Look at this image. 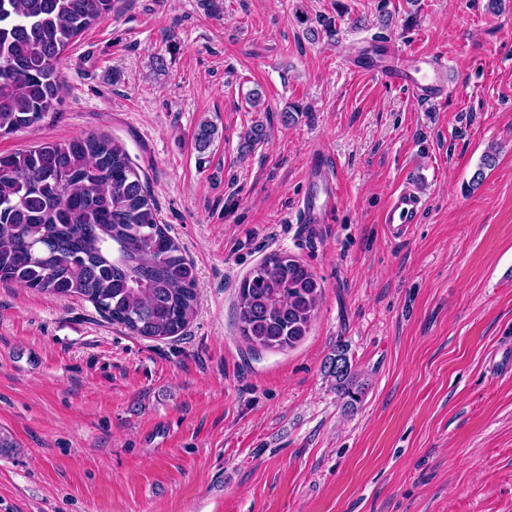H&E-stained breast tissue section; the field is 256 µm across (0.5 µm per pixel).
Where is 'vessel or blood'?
<instances>
[{"instance_id":"1","label":"vessel or blood","mask_w":512,"mask_h":512,"mask_svg":"<svg viewBox=\"0 0 512 512\" xmlns=\"http://www.w3.org/2000/svg\"><path fill=\"white\" fill-rule=\"evenodd\" d=\"M414 58L416 66L412 69L396 63L376 68L364 57L350 59L349 67L356 72L374 73L381 82L405 89L415 101L428 103L442 99L450 86L447 66L427 52H415ZM342 201L340 185L327 179L316 196L306 195L298 200L297 221L301 224L328 223ZM425 207L424 198L415 191L393 194L382 215L390 238L406 237L412 225L419 222Z\"/></svg>"}]
</instances>
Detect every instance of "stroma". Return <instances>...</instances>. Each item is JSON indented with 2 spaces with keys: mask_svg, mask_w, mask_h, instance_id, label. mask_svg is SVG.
Listing matches in <instances>:
<instances>
[{
  "mask_svg": "<svg viewBox=\"0 0 512 512\" xmlns=\"http://www.w3.org/2000/svg\"><path fill=\"white\" fill-rule=\"evenodd\" d=\"M321 17L335 41L308 37ZM375 41L404 65L435 55L446 97L349 70ZM59 69L58 113L0 154L121 143L198 308L154 341L0 283V512H512V0H114ZM320 155L343 203L311 235L296 203ZM410 188L425 211L390 241L383 211ZM274 251L322 300L294 347L254 352L238 288ZM340 344L362 387L349 410L325 370Z\"/></svg>",
  "mask_w": 512,
  "mask_h": 512,
  "instance_id": "obj_1",
  "label": "stroma"
}]
</instances>
